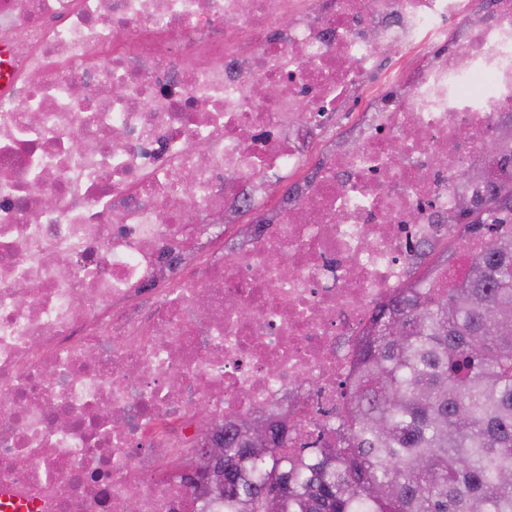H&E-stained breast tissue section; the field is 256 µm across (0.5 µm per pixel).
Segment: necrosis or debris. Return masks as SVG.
Listing matches in <instances>:
<instances>
[{
  "label": "necrosis or debris",
  "mask_w": 512,
  "mask_h": 512,
  "mask_svg": "<svg viewBox=\"0 0 512 512\" xmlns=\"http://www.w3.org/2000/svg\"><path fill=\"white\" fill-rule=\"evenodd\" d=\"M491 3L0 0V503L224 512L197 461L225 421L340 407L372 313L448 233L453 171L490 169L512 113V0ZM243 208L262 224L221 244ZM370 96V91L361 93L356 101L347 102L336 117V131L345 132L354 122L359 119V112H363L364 104Z\"/></svg>",
  "instance_id": "1"
}]
</instances>
